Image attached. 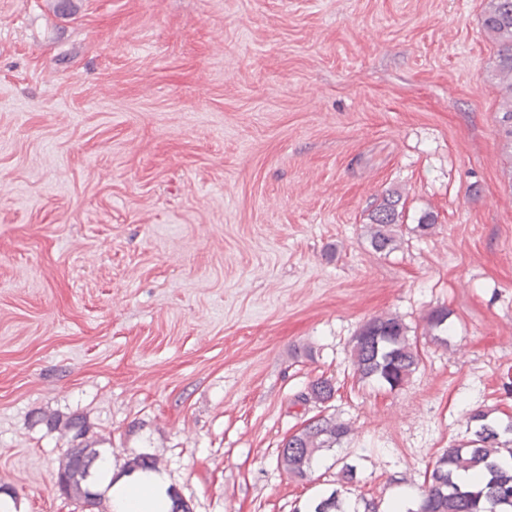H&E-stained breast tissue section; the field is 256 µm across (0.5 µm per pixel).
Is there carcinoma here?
<instances>
[{
    "label": "carcinoma",
    "instance_id": "carcinoma-1",
    "mask_svg": "<svg viewBox=\"0 0 512 512\" xmlns=\"http://www.w3.org/2000/svg\"><path fill=\"white\" fill-rule=\"evenodd\" d=\"M483 31L499 45L493 76L507 93L498 122L506 142L512 144V0H488L481 17ZM405 201L398 193L383 196L369 215L370 245L376 252L397 247ZM422 336L448 345L452 332L448 309L437 307L424 318ZM350 359L354 374L363 383L391 390L405 385L422 360L419 340L407 335V327L396 316L378 315L362 324L352 338ZM333 380L320 377L295 395L293 404L323 406L333 399ZM471 437L448 446L427 466L423 484L407 512H512V419L503 422L489 418V412L468 411ZM353 434L350 422L330 415L312 416L282 441L277 462L293 478L306 480L319 451L347 442ZM99 452L77 445L67 450L57 473L60 491L75 495L95 506L102 494L94 490L102 478ZM471 472L473 481H457L461 472ZM309 512H380L376 499L360 497L355 505L334 489L314 499Z\"/></svg>",
    "mask_w": 512,
    "mask_h": 512
}]
</instances>
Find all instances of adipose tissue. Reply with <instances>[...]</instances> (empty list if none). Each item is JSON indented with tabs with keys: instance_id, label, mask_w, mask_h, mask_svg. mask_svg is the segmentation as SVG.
Instances as JSON below:
<instances>
[{
	"instance_id": "1",
	"label": "adipose tissue",
	"mask_w": 512,
	"mask_h": 512,
	"mask_svg": "<svg viewBox=\"0 0 512 512\" xmlns=\"http://www.w3.org/2000/svg\"><path fill=\"white\" fill-rule=\"evenodd\" d=\"M171 505L163 478L154 472L118 480L112 487V512H169Z\"/></svg>"
}]
</instances>
